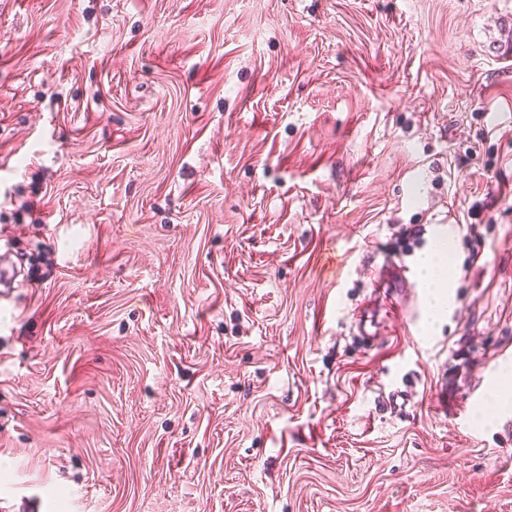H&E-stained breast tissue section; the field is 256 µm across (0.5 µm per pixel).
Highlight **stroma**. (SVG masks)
I'll return each mask as SVG.
<instances>
[{
	"instance_id": "obj_1",
	"label": "stroma",
	"mask_w": 512,
	"mask_h": 512,
	"mask_svg": "<svg viewBox=\"0 0 512 512\" xmlns=\"http://www.w3.org/2000/svg\"><path fill=\"white\" fill-rule=\"evenodd\" d=\"M0 233V500L512 512V0H0ZM420 268L425 270L423 278L430 288L429 295L431 296L430 317L435 321L449 304L442 289L445 288V278L447 280V267L442 262L437 245L420 260ZM29 278L28 273L25 270H21L17 266L12 264H6L4 260L0 264V302H7L11 292V286L20 278ZM407 268L401 261L387 264L384 277L381 278L383 288H389L390 284L392 288H409L408 290L417 288L416 282L408 276Z\"/></svg>"
}]
</instances>
